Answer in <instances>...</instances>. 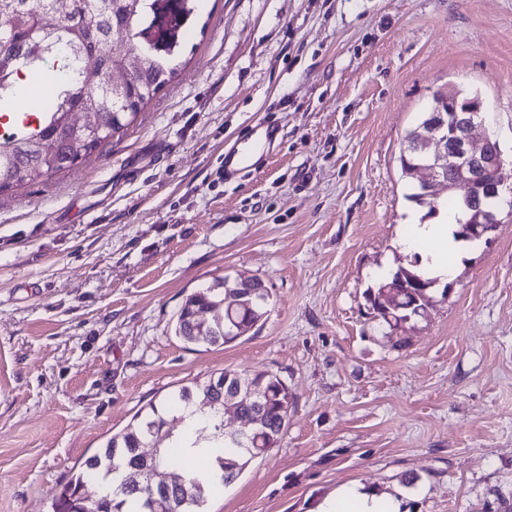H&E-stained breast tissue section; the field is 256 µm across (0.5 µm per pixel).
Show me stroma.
<instances>
[{"label": "stroma", "mask_w": 512, "mask_h": 512, "mask_svg": "<svg viewBox=\"0 0 512 512\" xmlns=\"http://www.w3.org/2000/svg\"><path fill=\"white\" fill-rule=\"evenodd\" d=\"M176 62L121 139L0 193V512H50L140 409L227 368L278 374L293 405L205 512H313L410 476L408 512H512V218L423 315L391 327L366 298L416 260L399 156L437 91L478 94L474 137L512 156V0H197ZM260 123L266 154L221 174ZM224 276L262 279L269 313L185 343L183 300Z\"/></svg>", "instance_id": "obj_1"}]
</instances>
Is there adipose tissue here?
<instances>
[{
    "label": "adipose tissue",
    "mask_w": 512,
    "mask_h": 512,
    "mask_svg": "<svg viewBox=\"0 0 512 512\" xmlns=\"http://www.w3.org/2000/svg\"><path fill=\"white\" fill-rule=\"evenodd\" d=\"M457 226L441 213L430 222L413 225L400 241L404 251L420 254L419 271L429 277L447 280L456 259L465 254V243L456 239ZM314 512H407L405 496L380 493L363 485L349 483L322 499Z\"/></svg>",
    "instance_id": "1"
}]
</instances>
